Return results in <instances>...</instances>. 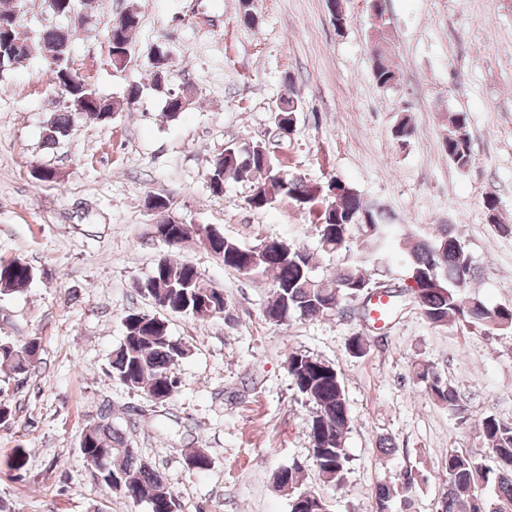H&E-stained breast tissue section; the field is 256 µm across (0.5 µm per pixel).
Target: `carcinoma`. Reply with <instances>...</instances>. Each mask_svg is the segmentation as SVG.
Returning a JSON list of instances; mask_svg holds the SVG:
<instances>
[{
    "label": "carcinoma",
    "instance_id": "carcinoma-1",
    "mask_svg": "<svg viewBox=\"0 0 512 512\" xmlns=\"http://www.w3.org/2000/svg\"><path fill=\"white\" fill-rule=\"evenodd\" d=\"M121 25L108 30L109 57L112 67L124 65L130 52L133 31L139 26L136 9L122 15ZM87 19L79 17L75 27L47 28L39 37L41 55L51 65L55 86L67 88V98L82 102V114L107 125L117 112L116 104L103 98L84 79H75L69 58L70 45L77 28ZM16 10L0 8V73L26 57L30 52L27 40L18 32ZM387 32L379 28L373 35V78L377 85L390 88L398 75L389 59ZM173 58L165 47L151 57L152 83L165 94V111L173 118L181 113L178 93L168 89ZM73 108L62 105L47 123L45 143L53 146L69 135ZM448 158L460 168L471 161L470 139L465 113L451 120L448 136L443 140ZM207 187L214 197L224 194L228 180L250 183L247 205L256 211L268 208L281 197H288L302 209L315 214L318 241L327 255L350 251V234L355 226L378 243L387 240L390 224L379 206L363 199L354 187L338 180L308 183L285 174L274 166L271 152L262 142L244 146L229 144L212 159L208 169ZM155 237L170 248L191 236L189 224L166 220L155 225ZM207 251L219 259L224 268L248 276L267 272L274 274V292L263 309V316L274 324L292 317L315 320L349 311L351 296L373 286L366 274L367 258L348 256L332 276H320L310 253L301 247L277 238L262 239L246 246L213 230L202 239ZM374 259L393 273L400 261L409 277L419 285L417 304L422 315L434 327H461L495 336L512 330V307L490 309L476 295L459 296L475 276V267L465 241L454 224L441 225L433 240L409 238L399 251L384 249ZM35 277L34 268L20 259L0 261V295L27 287ZM138 290L157 309L148 313L138 309L122 318L124 335L108 360V372L128 388L144 392L158 403L172 399L178 389L173 369L190 353L188 345L171 336L167 314H179L195 320L222 316L232 320L224 291L208 288L194 265L168 257L157 260L150 276ZM41 343L29 337L23 343L0 338V369L9 371L14 379H24L41 363ZM288 373L296 390L313 403L308 423L313 466L324 482L340 488L346 470L345 436L350 424L344 388L336 367L314 355L301 352L288 354ZM415 376L425 383L431 397L448 411L464 416L466 408L456 390L425 363L414 366ZM477 435L492 456L482 461L451 450L442 462L447 483L440 512H512V424L495 415L484 416L475 426ZM79 452L94 480L125 497L133 505L147 503L149 512H173L176 499L162 474L148 462L139 459L128 442L125 430L112 421V406L103 404L91 427L82 430ZM306 474L294 462L274 477L279 488L292 491L289 512H329L326 501L304 488ZM418 476L406 471L394 485L381 484L376 492V512H410L413 489Z\"/></svg>",
    "mask_w": 512,
    "mask_h": 512
}]
</instances>
